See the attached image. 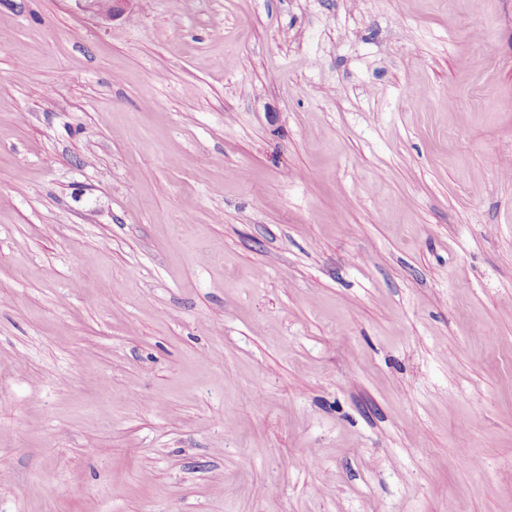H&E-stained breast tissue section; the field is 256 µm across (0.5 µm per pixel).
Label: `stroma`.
Returning <instances> with one entry per match:
<instances>
[{"instance_id":"35a3bbf8","label":"stroma","mask_w":512,"mask_h":512,"mask_svg":"<svg viewBox=\"0 0 512 512\" xmlns=\"http://www.w3.org/2000/svg\"><path fill=\"white\" fill-rule=\"evenodd\" d=\"M0 512H512V0H0ZM79 7L102 19H115L122 16L133 0H77Z\"/></svg>"}]
</instances>
